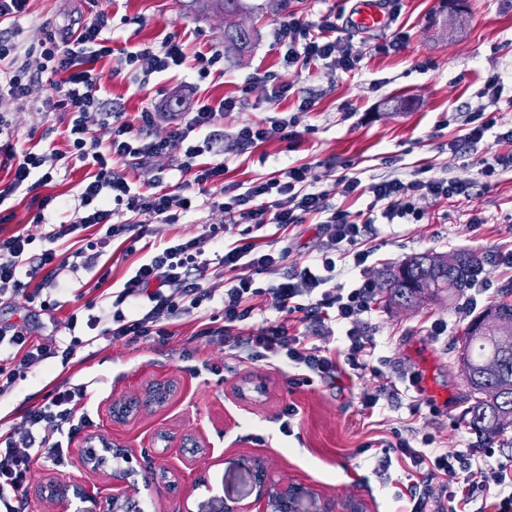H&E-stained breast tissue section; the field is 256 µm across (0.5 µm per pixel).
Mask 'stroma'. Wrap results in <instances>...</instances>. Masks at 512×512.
Here are the masks:
<instances>
[{
  "label": "stroma",
  "instance_id": "stroma-1",
  "mask_svg": "<svg viewBox=\"0 0 512 512\" xmlns=\"http://www.w3.org/2000/svg\"><path fill=\"white\" fill-rule=\"evenodd\" d=\"M250 2L253 11L241 15L240 21L254 29L253 44L243 55L225 54L223 75L202 80L188 65L173 77L151 76L144 87L127 67L124 48L174 32L183 38L188 58L223 52V15L197 13L188 0H30L25 15L2 20L0 26L22 29V38L29 44L42 28L65 33L108 15L106 34L112 39L113 53L94 65L101 93L132 123L144 107L156 106L161 116L150 131L154 138L169 135L174 125L171 113L177 106L245 95L243 109L225 113L214 126L224 143V184L228 187L307 164L317 179L316 189L325 192L330 206L363 212L371 195L343 194L342 176L360 178L367 185L389 173L412 177L425 165L430 177L472 181L469 197L422 200L424 216L419 223L368 225L363 247L370 257L365 271L350 270L347 258L337 261L342 270L337 282L343 287L355 288L362 279H377L384 267L421 253L479 255L512 248V171L503 172L487 187L472 164L489 147L507 153L512 146L494 145L489 135L474 146L463 141L466 119L477 113L495 112L500 125H512V0H465L467 8L458 18L449 14L442 0H402L396 20L359 31L355 37L362 57L356 70L313 65L289 74L296 89L314 99L315 107L309 112L297 111L292 98L269 102L257 81L264 72L281 69L276 29L291 15L312 21L330 13L341 24H349L357 0H288L284 8L279 0ZM399 32L406 38L403 49L380 52V45ZM494 70L501 74L503 86L495 106L480 93L487 73ZM276 112L294 115L291 139L239 151L235 145L239 128ZM9 118L17 150L50 145L68 151L66 113L20 107ZM454 141L459 147L453 151L449 145ZM185 149L184 143L174 141L165 153L130 158L116 163L115 169L132 182L158 178L172 188L186 179L180 170ZM12 211V220L0 226V232L30 235L32 251L40 252L46 228L35 219L36 204L19 196L12 202ZM474 217L479 220L475 226L470 223ZM115 220L126 224L127 238L141 232L155 242L195 237L210 254L215 250L210 232L223 224L224 215L208 201L176 224L141 226L129 213L118 214ZM322 245L320 227L313 220L296 226L285 270L309 264ZM131 263V256L115 246L108 262L60 268L57 279L71 283V292L63 295L47 287L37 303L2 299L0 324L29 328L39 341L71 333L83 336V329L68 330L69 316L75 311L104 314L106 285L120 280ZM479 279L489 291L475 307L464 297L416 309L373 302L371 313L362 316L359 327L373 340L375 369L346 370L332 384L295 387L287 366L252 363L196 337L197 318L191 317L174 325L175 335L165 344H129L100 336L93 343L77 346L69 367H62L57 358L46 359L0 400V432L19 427L27 408L68 379L91 382L86 406L91 423L73 436L69 467L58 470L42 460L35 463L25 512H75L73 507L40 497V489L57 478L73 481L92 496L111 494L109 472L85 470L78 463L93 435L117 440L130 451L144 512H178L182 503L195 506L209 495L233 491L238 475L235 464L242 457L263 459L274 480L312 486L340 510L355 501L364 512H409L411 503L405 491L409 485L423 483V475L397 458L387 470H379L380 449L361 454L357 448L404 425L431 433L443 452L477 447L476 435L460 420L467 385L454 349L465 324L498 300L504 286L512 284V270L487 263ZM439 322L447 323L448 330L437 337L431 327ZM414 370L421 374L426 392L403 389L384 402L380 413L363 412L364 396L399 382L404 372ZM162 380L173 381L176 392L160 407L149 401L146 390ZM437 397L447 400L437 416H410V406L425 409ZM116 401L133 409L126 422L116 423L110 417ZM288 404L297 407L298 416L291 435L286 436L276 417Z\"/></svg>",
  "mask_w": 512,
  "mask_h": 512
}]
</instances>
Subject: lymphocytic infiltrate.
Segmentation results:
<instances>
[{"label": "lymphocytic infiltrate", "mask_w": 512, "mask_h": 512, "mask_svg": "<svg viewBox=\"0 0 512 512\" xmlns=\"http://www.w3.org/2000/svg\"><path fill=\"white\" fill-rule=\"evenodd\" d=\"M107 18L100 17L65 33H45L31 51L37 52L39 70H31L21 53L19 29L0 30V103L41 105L68 113L67 138L69 153L54 149L26 150L17 156L11 167L9 182L0 186V206L17 193L32 195L39 213L37 222H44V210L52 205L53 196H38L39 188L53 180L55 170L66 158H73L88 168L76 198L77 218L72 222L52 225L45 239L48 249L34 254L30 251L32 237L15 232L0 235V298L15 297L27 289V280L36 278L54 262L55 243L75 241V257L86 251H99L108 238L120 235L122 228L113 224L116 210L122 209L143 219L144 223L172 224L190 212L198 198L219 189V204L226 223L240 225L237 239L225 242L221 254L207 259L199 239H178L148 244L144 255L135 260L124 279L113 283L105 295L112 325L101 328V319L90 315L79 319L71 315L70 327L85 324L88 330H103L105 335L139 341L165 343L173 333L175 321L199 309L203 302L220 300L222 324H202L201 335L224 343L229 350L244 353L248 361H278L294 370L296 385L335 381L342 364L366 370L371 366L374 345L369 337L356 329L357 319L371 310L373 290L369 283L345 290L333 287L338 275L336 253L341 246L353 249L354 267H364L367 250L358 246L365 231L364 223L351 219L343 209L330 207L324 192L316 190L315 179L308 165L301 164L280 170L271 178L251 183L244 191L224 186V164L212 128L217 117L240 110L243 97H227L219 103L195 104L176 123L170 139L187 142L182 171L188 180L175 189L150 187L141 189L114 170L119 161L138 156L164 153L170 139L143 141V133L153 128L158 114L146 107L137 123L126 120L124 112L112 108L100 93L93 64L110 56L111 40L104 31ZM354 34L336 22L335 15L324 14L314 21L288 18L277 29L282 67L298 71L310 64L353 71L358 62L353 45ZM127 65L136 75L150 77L171 72L184 63V43L175 33L165 34L158 44L132 46L124 51ZM48 80L54 95L40 98L34 88L39 80ZM99 115L111 130L108 141H99L89 134L87 119ZM205 132L202 144H189L192 133ZM347 195L369 190L382 207L381 216L390 224H411L421 221L416 205L422 198L450 199L468 196L469 181L415 177H386L365 185L354 176L343 177ZM318 218L324 246L313 262L293 271H285L287 249L263 247L254 241L250 226H273L285 233L304 223L306 217ZM218 266L228 274V286L222 296L204 288L210 266ZM268 276L266 286H258V276ZM269 295L276 302L279 316L267 320L259 334H245L241 325L252 318L257 298ZM298 314L302 332L292 334L281 313ZM345 325L349 341L347 357L338 360L335 351L320 340L326 320ZM0 348L7 349L6 363H0V398L12 391L18 380L27 378L32 369L50 357L69 363L75 348H59L56 343L32 340L27 329L0 326ZM89 393L87 383L64 382L56 386L42 403L29 407L23 416L21 432L0 435V493H10L15 503L8 512H22L23 493L32 466L40 458H48L54 466L67 463L73 434L88 424L82 402ZM431 437L413 446L401 433L392 439L380 440L383 454H398L416 472L438 477L448 501V512H512V493L475 499L479 488L504 485L507 472L491 462L488 453L470 448L463 453L448 454L433 450Z\"/></svg>", "instance_id": "lymphocytic-infiltrate-1"}]
</instances>
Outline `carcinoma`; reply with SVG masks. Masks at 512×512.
I'll return each instance as SVG.
<instances>
[{
    "mask_svg": "<svg viewBox=\"0 0 512 512\" xmlns=\"http://www.w3.org/2000/svg\"><path fill=\"white\" fill-rule=\"evenodd\" d=\"M200 11L224 14V42L242 51L253 42L254 32L235 22L246 10L244 0H192ZM481 271L477 257L457 254L450 269L438 254H421L388 269L386 300L397 307L417 308L440 299L466 293ZM512 330V288L492 308L472 318L464 329L458 362L470 372L463 420L482 441L492 443L512 431V352L498 349V336Z\"/></svg>",
    "mask_w": 512,
    "mask_h": 512,
    "instance_id": "1",
    "label": "carcinoma"
}]
</instances>
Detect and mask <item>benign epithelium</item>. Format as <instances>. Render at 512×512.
Instances as JSON below:
<instances>
[{
	"label": "benign epithelium",
	"mask_w": 512,
	"mask_h": 512,
	"mask_svg": "<svg viewBox=\"0 0 512 512\" xmlns=\"http://www.w3.org/2000/svg\"><path fill=\"white\" fill-rule=\"evenodd\" d=\"M92 452L80 458V466L85 470L100 471L112 466V484L116 491L101 499H95L77 485L61 479L55 480L60 490V498L73 493L83 501L91 502L92 507L81 512H143L140 502L125 494L123 487L136 485V471L131 465L126 447L111 439L99 437L91 441ZM237 467L251 479V488L244 497L212 496L207 500L208 512H298V505L305 504L307 512H336V505L323 499L314 489L301 483H280L268 477L263 460L243 457ZM253 500H248V497Z\"/></svg>",
	"instance_id": "benign-epithelium-1"
}]
</instances>
